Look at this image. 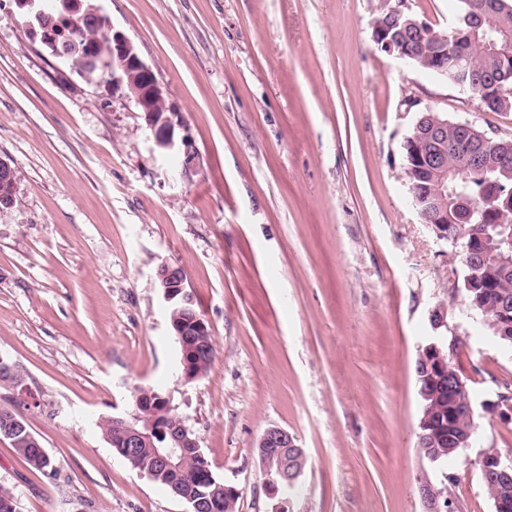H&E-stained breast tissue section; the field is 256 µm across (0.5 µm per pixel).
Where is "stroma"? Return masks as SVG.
<instances>
[{
    "label": "stroma",
    "mask_w": 512,
    "mask_h": 512,
    "mask_svg": "<svg viewBox=\"0 0 512 512\" xmlns=\"http://www.w3.org/2000/svg\"><path fill=\"white\" fill-rule=\"evenodd\" d=\"M155 72L198 154L159 150L135 101L87 82L0 0V385L54 459L33 469L0 437L17 512H189L131 467L100 422L158 387L237 512H271L254 457L271 426L306 455L288 512H424L420 479L459 512H494L479 472L512 457V422L485 412L512 346L452 293L461 253L410 203L402 144L426 109L512 137L491 112L381 51L389 0H89ZM185 270L215 357L181 376L159 265ZM445 304L458 325L475 434L437 463L417 447L414 365Z\"/></svg>",
    "instance_id": "obj_1"
}]
</instances>
